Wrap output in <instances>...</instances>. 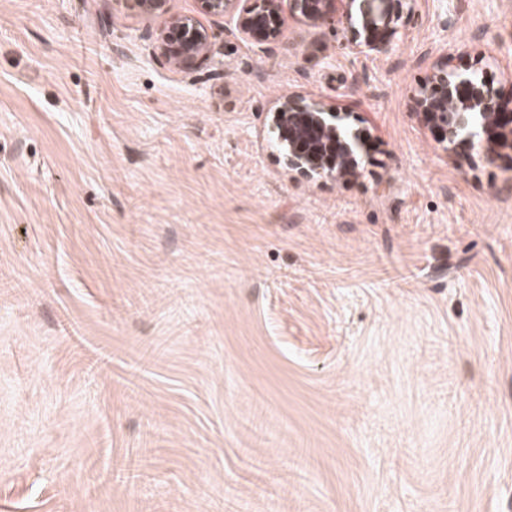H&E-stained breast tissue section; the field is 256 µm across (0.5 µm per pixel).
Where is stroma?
Instances as JSON below:
<instances>
[{"label": "stroma", "mask_w": 512, "mask_h": 512, "mask_svg": "<svg viewBox=\"0 0 512 512\" xmlns=\"http://www.w3.org/2000/svg\"><path fill=\"white\" fill-rule=\"evenodd\" d=\"M203 23L184 72L115 0H0V512H512V160L411 110L452 45L512 88V0L368 56ZM295 94L356 175L288 169Z\"/></svg>", "instance_id": "1"}]
</instances>
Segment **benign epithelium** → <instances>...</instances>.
<instances>
[{
    "mask_svg": "<svg viewBox=\"0 0 512 512\" xmlns=\"http://www.w3.org/2000/svg\"><path fill=\"white\" fill-rule=\"evenodd\" d=\"M156 24V48L182 70L193 69L212 52L208 28L194 15L172 12L170 0H116ZM415 0H198L210 18H230L242 38H278L283 13L313 25L341 29L344 48L369 55L384 51L409 21ZM411 110L453 148L479 146L494 163L512 149V92L496 88L475 73L446 66L432 68L413 97ZM340 114L301 96H288L271 113L270 128L289 169L307 179L357 173L361 144L345 136Z\"/></svg>",
    "mask_w": 512,
    "mask_h": 512,
    "instance_id": "1",
    "label": "benign epithelium"
}]
</instances>
